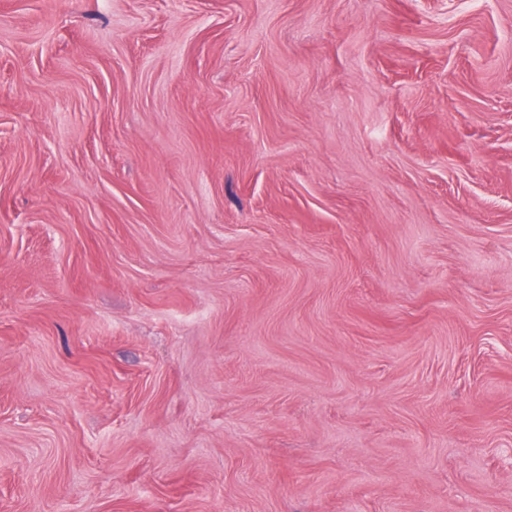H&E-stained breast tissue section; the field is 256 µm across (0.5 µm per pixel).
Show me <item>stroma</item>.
Listing matches in <instances>:
<instances>
[{"instance_id": "obj_1", "label": "stroma", "mask_w": 512, "mask_h": 512, "mask_svg": "<svg viewBox=\"0 0 512 512\" xmlns=\"http://www.w3.org/2000/svg\"><path fill=\"white\" fill-rule=\"evenodd\" d=\"M0 512H512V0H0Z\"/></svg>"}]
</instances>
